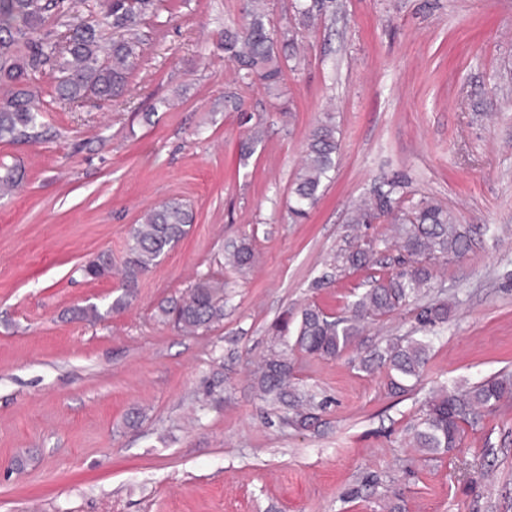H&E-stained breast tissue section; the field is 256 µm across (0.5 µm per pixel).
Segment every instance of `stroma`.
<instances>
[{
  "label": "stroma",
  "mask_w": 512,
  "mask_h": 512,
  "mask_svg": "<svg viewBox=\"0 0 512 512\" xmlns=\"http://www.w3.org/2000/svg\"><path fill=\"white\" fill-rule=\"evenodd\" d=\"M245 6L162 0L122 98L56 102L53 78L37 77L41 137L0 142V163L24 174L0 198V512H512V402L450 454L409 445L435 383L512 372V0H336L298 29L276 99L236 81L218 48ZM228 95L241 111H225ZM327 112L339 166L296 221L290 186ZM394 176L407 203L478 229L463 258L434 267L448 321L401 397L359 360L412 335L413 308L366 324L339 358L294 353V382L323 405L318 431H296L256 387L270 326L309 304L346 315L381 275L393 251L371 271L327 262L349 240L348 212ZM172 198L193 224L131 293L117 274L84 278L99 254L120 266L131 225ZM243 238L255 262L241 273L222 259ZM218 270L219 325L187 335L160 320L161 303ZM90 305L106 318L73 317ZM217 373L223 389L205 398Z\"/></svg>",
  "instance_id": "1"
}]
</instances>
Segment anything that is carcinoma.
<instances>
[{
    "label": "carcinoma",
    "mask_w": 512,
    "mask_h": 512,
    "mask_svg": "<svg viewBox=\"0 0 512 512\" xmlns=\"http://www.w3.org/2000/svg\"><path fill=\"white\" fill-rule=\"evenodd\" d=\"M79 0H0V84L9 87L0 103V141L15 142L41 136L45 112L34 81L46 71L55 74L58 99L69 103L93 101L110 105L122 97L128 75L141 52L139 26L156 15L160 0H100L99 19L89 18L70 29L61 48L50 23L69 16ZM120 38L105 41L101 26ZM297 31L279 37L265 5L255 3L242 19L224 27V58L236 65L241 79L256 80L267 90L277 88L285 61L293 57ZM339 132L330 114L319 121L307 138L305 155L289 197V211L306 217L319 199L325 182L336 170ZM19 186V175L0 164V194ZM405 183L388 179L348 214V224H371L387 217L393 224L392 241L371 246L358 241L338 250L333 266L344 272L378 264V250L395 247L396 268L372 281L370 288L351 304L349 315L334 318L314 304L300 312L298 324L286 316L273 326L280 348L270 349L261 362L256 384L260 396L288 407L290 426L310 431L320 426L321 405L292 383L288 353L298 351L322 359H335L353 346L364 324L377 320L426 296L434 277L432 262L455 259L468 252L475 229L457 223L453 213L423 201L401 207ZM194 215L190 206L169 199L150 209L131 226L121 275L124 287L134 288L143 274L156 267L188 234ZM233 267L245 271L255 253L242 240L225 250ZM83 276L96 281L112 276V255L101 254L82 267ZM448 301L433 298L417 306L420 327L448 321ZM164 320L185 333L207 331L224 320V282L213 275L198 279L189 292L161 307ZM433 337L410 336L389 340L360 359V370L383 369L387 386L396 396L409 392L421 381L433 350ZM512 399V375L498 374L465 389L441 384L433 389L411 430L413 445L425 455L449 454L462 444L466 428L477 426L485 413Z\"/></svg>",
    "instance_id": "1"
}]
</instances>
